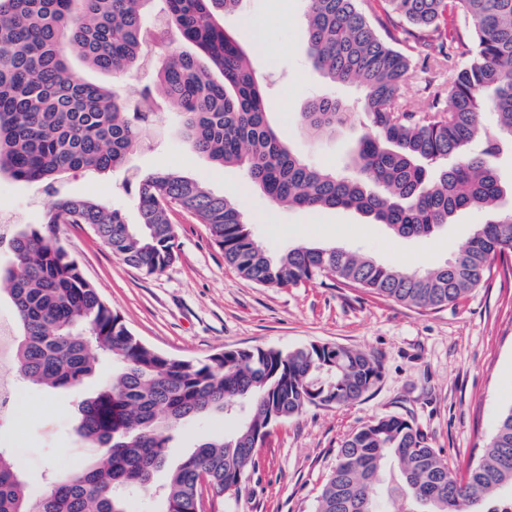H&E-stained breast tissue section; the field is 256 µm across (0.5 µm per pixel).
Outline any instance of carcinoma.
Here are the masks:
<instances>
[{
  "instance_id": "obj_1",
  "label": "carcinoma",
  "mask_w": 512,
  "mask_h": 512,
  "mask_svg": "<svg viewBox=\"0 0 512 512\" xmlns=\"http://www.w3.org/2000/svg\"><path fill=\"white\" fill-rule=\"evenodd\" d=\"M242 0H0V177L53 186L67 172L102 175L125 166L147 137L152 113L122 86L92 83L71 60L119 78L143 63L154 15L173 48L156 77L191 148L242 169L275 205L357 211L397 235L427 237L458 212L483 210L466 246L420 270L336 247L299 245L268 256L240 205L172 171L138 177L140 222L91 198L59 194L45 221L0 235L11 255L0 292L12 306L10 367L19 382L48 392L78 389L112 373L78 405L75 434L96 449L90 461L55 471L32 495L15 451L0 447V512H131L127 492L152 486L163 469V512H199L200 491L243 490L271 429L314 408L357 402L380 379L363 350L317 343L284 353L227 349L204 360L162 354L132 334L60 243L61 224H88L125 263L151 275L176 257L169 211L209 227L224 261L272 288L333 276L340 283L415 308L454 304L497 262L512 263V186L498 162L512 154V0H305L309 66L334 84L363 90L364 130L356 174L306 161L270 123L268 86L222 18ZM448 61V91L427 85L431 106L404 94L411 58ZM496 117L486 132L482 117ZM355 113L334 96L308 100L298 122L329 137ZM237 419L234 430L200 440L174 467L168 452L182 427L205 416ZM315 512H512V406L475 466L458 478L443 451L410 418L384 415L342 442Z\"/></svg>"
}]
</instances>
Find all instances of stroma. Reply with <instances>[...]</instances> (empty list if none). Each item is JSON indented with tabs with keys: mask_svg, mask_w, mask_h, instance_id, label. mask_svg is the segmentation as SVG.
<instances>
[{
	"mask_svg": "<svg viewBox=\"0 0 512 512\" xmlns=\"http://www.w3.org/2000/svg\"><path fill=\"white\" fill-rule=\"evenodd\" d=\"M304 11L303 0H243L224 24L243 45L260 47L254 67L270 87L271 118L288 142L310 163L349 173L359 126L313 139L297 123L313 96L332 95L348 105H362L358 87L331 83L308 67ZM431 79L447 83V62L425 65L413 60L405 94L417 109L431 103L425 91ZM123 82L152 87L149 141L131 150L125 167L104 175L73 173L58 187L120 209L127 223L138 221L135 176L156 170L179 172L238 201L273 257L309 244L356 251L385 264L433 267L453 258L486 219L481 211L464 210L431 236L416 239L398 236L352 210L273 207L247 185L241 169L220 167L187 147L152 71L130 72ZM52 201L44 186L0 179V214L10 223H40ZM169 218L177 258L152 275L116 257L89 225L64 224L59 229L61 244L83 275L141 341L189 360L224 349L288 352L327 343L372 352L383 365L378 384L354 404L310 408L278 424L258 452L240 501L210 500L205 512H314L342 441L362 424L387 414L413 417L432 445L443 449L457 475H465L480 459L502 411L512 406V270L495 269L466 297L434 310L347 288L331 278L269 288L225 263L207 225L178 208ZM82 396L79 390L50 394L21 385L13 447L32 493L46 488L51 471L91 458L92 449L79 447L74 434ZM234 426V419L219 415L187 425L172 442L171 463H178L200 436L220 435Z\"/></svg>",
	"mask_w": 512,
	"mask_h": 512,
	"instance_id": "obj_1",
	"label": "stroma"
}]
</instances>
